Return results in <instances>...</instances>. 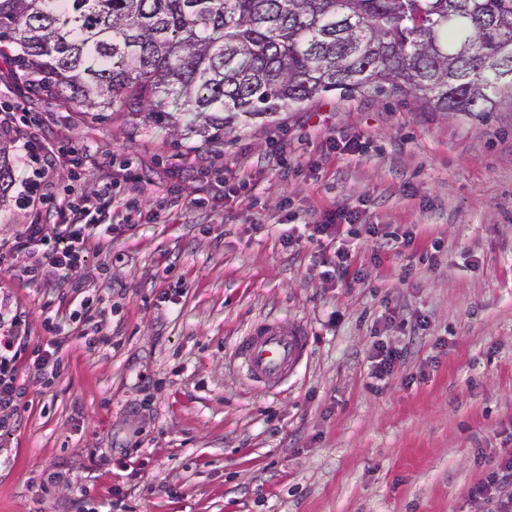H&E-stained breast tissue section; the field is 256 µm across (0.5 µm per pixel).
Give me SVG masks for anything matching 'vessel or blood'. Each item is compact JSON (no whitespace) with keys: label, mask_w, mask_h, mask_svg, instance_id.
I'll return each instance as SVG.
<instances>
[{"label":"vessel or blood","mask_w":512,"mask_h":512,"mask_svg":"<svg viewBox=\"0 0 512 512\" xmlns=\"http://www.w3.org/2000/svg\"><path fill=\"white\" fill-rule=\"evenodd\" d=\"M309 345L310 337L302 326L260 323L241 338L236 356L250 381L275 386L295 370Z\"/></svg>","instance_id":"obj_1"}]
</instances>
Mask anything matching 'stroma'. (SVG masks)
<instances>
[{
    "label": "stroma",
    "instance_id": "35a3bbf8",
    "mask_svg": "<svg viewBox=\"0 0 512 512\" xmlns=\"http://www.w3.org/2000/svg\"><path fill=\"white\" fill-rule=\"evenodd\" d=\"M16 73L1 56L0 104L33 112L53 144L92 145L80 192L111 176L136 227L113 234L111 265L93 255L84 270L112 307L111 347L71 340L66 372L30 386L19 428L0 435V512H76L86 491L112 512H487L470 489L512 457L511 105L446 114L336 91L205 144L166 121L29 100ZM320 132L361 147L320 158ZM278 142L284 180L256 165ZM115 154L143 184L124 182ZM222 169L245 177L237 197ZM175 196L199 204L167 206ZM334 205L414 242L378 254L350 229L336 243L351 273L330 277L310 233ZM0 289L43 343L50 293L7 270ZM262 321L311 337L274 390L234 359ZM379 341L405 351L382 381Z\"/></svg>",
    "mask_w": 512,
    "mask_h": 512
}]
</instances>
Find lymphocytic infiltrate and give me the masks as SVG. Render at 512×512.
<instances>
[{
	"label": "lymphocytic infiltrate",
	"instance_id": "1",
	"mask_svg": "<svg viewBox=\"0 0 512 512\" xmlns=\"http://www.w3.org/2000/svg\"><path fill=\"white\" fill-rule=\"evenodd\" d=\"M2 132L16 138L24 172L17 204L29 222L22 234L0 241V268H17L20 280L57 292L43 307L47 341L37 346L27 336V311L9 296L0 297V432L7 433L20 423L29 383L46 386L61 375L62 350L72 338L90 349L110 343L112 330L103 324L105 300L87 289L83 271L92 251L112 244V225L97 223L94 211L117 209L123 202L108 182L93 207L73 185H60L58 174L75 172L87 145L48 149L39 127L18 109L0 112ZM510 484L512 458L498 462L471 493L490 502L493 512H512V493L505 491Z\"/></svg>",
	"mask_w": 512,
	"mask_h": 512
}]
</instances>
